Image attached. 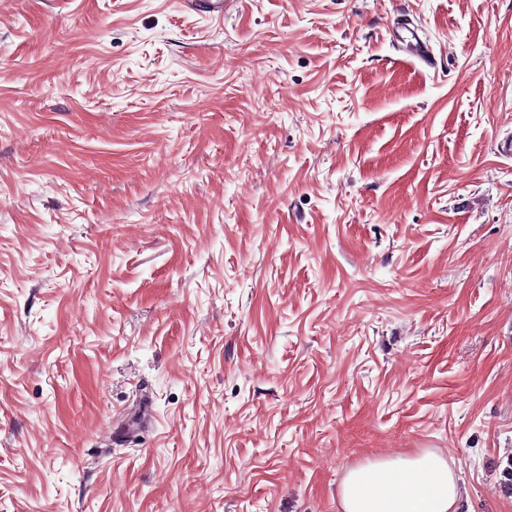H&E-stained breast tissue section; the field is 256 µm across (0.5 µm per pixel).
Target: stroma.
I'll list each match as a JSON object with an SVG mask.
<instances>
[{
  "instance_id": "1",
  "label": "stroma",
  "mask_w": 512,
  "mask_h": 512,
  "mask_svg": "<svg viewBox=\"0 0 512 512\" xmlns=\"http://www.w3.org/2000/svg\"><path fill=\"white\" fill-rule=\"evenodd\" d=\"M206 4L0 0V512H512V0ZM407 31L410 36H403L402 32ZM392 33L396 41L400 42L403 46V51L410 57L418 59L425 64H430L432 61L430 50L427 44L421 40L418 35L417 29L407 27V24H399L394 22L392 24ZM342 512H460L461 489L448 461L432 451L378 458L347 471Z\"/></svg>"
}]
</instances>
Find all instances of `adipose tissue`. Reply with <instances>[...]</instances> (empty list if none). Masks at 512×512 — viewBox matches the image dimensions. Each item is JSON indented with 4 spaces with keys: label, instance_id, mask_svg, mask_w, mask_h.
Returning a JSON list of instances; mask_svg holds the SVG:
<instances>
[{
    "label": "adipose tissue",
    "instance_id": "1",
    "mask_svg": "<svg viewBox=\"0 0 512 512\" xmlns=\"http://www.w3.org/2000/svg\"><path fill=\"white\" fill-rule=\"evenodd\" d=\"M337 496L341 512H459V478L432 451L378 458L347 471Z\"/></svg>",
    "mask_w": 512,
    "mask_h": 512
}]
</instances>
